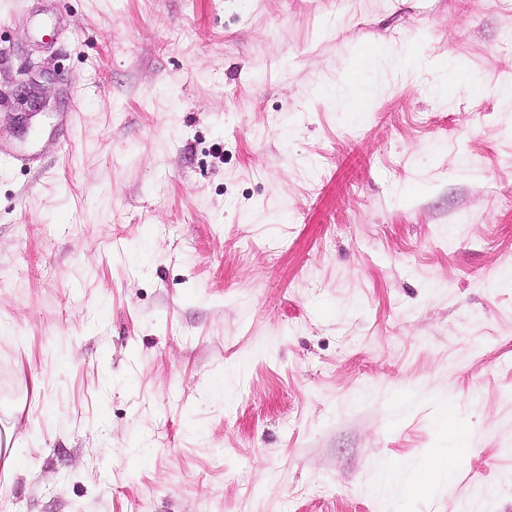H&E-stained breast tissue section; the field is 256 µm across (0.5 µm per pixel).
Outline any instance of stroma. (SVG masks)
I'll return each mask as SVG.
<instances>
[{"mask_svg":"<svg viewBox=\"0 0 512 512\" xmlns=\"http://www.w3.org/2000/svg\"><path fill=\"white\" fill-rule=\"evenodd\" d=\"M508 81L512 0H0V512H512ZM374 86L371 76L366 75L359 79L358 86L353 84L346 88H336V98L346 107L348 112H366L367 104L371 100ZM460 455H462L460 448H448V456L445 454L427 459L410 477H407L406 472L399 467L385 464L380 471L379 487L400 489L402 493L427 492L437 478L443 477L448 481L452 478L453 467L457 464Z\"/></svg>","mask_w":512,"mask_h":512,"instance_id":"1","label":"stroma"}]
</instances>
